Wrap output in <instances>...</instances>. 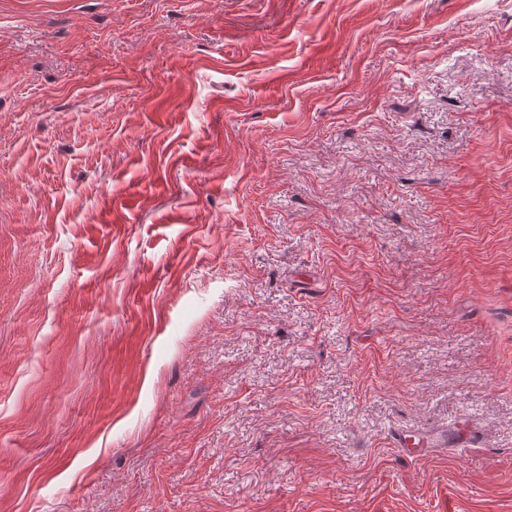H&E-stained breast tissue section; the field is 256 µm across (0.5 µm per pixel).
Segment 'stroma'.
<instances>
[{"label":"stroma","instance_id":"obj_1","mask_svg":"<svg viewBox=\"0 0 512 512\" xmlns=\"http://www.w3.org/2000/svg\"><path fill=\"white\" fill-rule=\"evenodd\" d=\"M0 512H512V0H0ZM394 446L400 448L401 452L408 458L414 459L423 455L428 448H431L435 442H441L442 439L433 440L430 437L418 434L398 432L393 436Z\"/></svg>","mask_w":512,"mask_h":512}]
</instances>
